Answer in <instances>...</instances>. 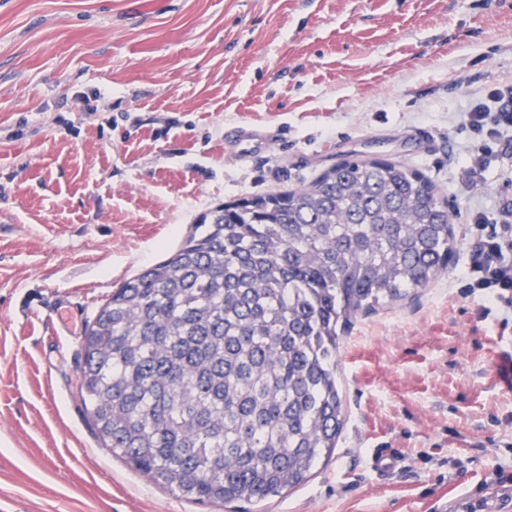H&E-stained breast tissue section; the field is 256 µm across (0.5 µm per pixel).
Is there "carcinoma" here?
<instances>
[{
    "label": "carcinoma",
    "instance_id": "obj_1",
    "mask_svg": "<svg viewBox=\"0 0 512 512\" xmlns=\"http://www.w3.org/2000/svg\"><path fill=\"white\" fill-rule=\"evenodd\" d=\"M453 248L442 191L400 160L345 158L306 185L213 207L87 324L92 429L196 503L305 485L345 424L342 336L447 272Z\"/></svg>",
    "mask_w": 512,
    "mask_h": 512
}]
</instances>
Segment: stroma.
<instances>
[{
	"mask_svg": "<svg viewBox=\"0 0 512 512\" xmlns=\"http://www.w3.org/2000/svg\"><path fill=\"white\" fill-rule=\"evenodd\" d=\"M510 81L512 0H0V512H225L101 447L78 389L86 325L201 214L346 155L423 172L458 223L511 201L507 156L468 191L459 123ZM242 125L269 138L245 158ZM467 252L354 322L332 460L238 512H456L512 487V389L493 371L512 308L466 289ZM376 448L394 471L371 470Z\"/></svg>",
	"mask_w": 512,
	"mask_h": 512,
	"instance_id": "35a3bbf8",
	"label": "stroma"
}]
</instances>
